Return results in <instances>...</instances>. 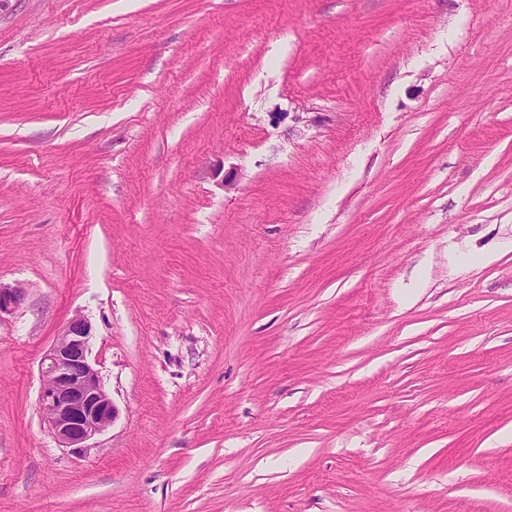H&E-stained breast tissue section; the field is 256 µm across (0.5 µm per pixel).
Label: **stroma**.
Segmentation results:
<instances>
[{"label":"stroma","instance_id":"stroma-1","mask_svg":"<svg viewBox=\"0 0 512 512\" xmlns=\"http://www.w3.org/2000/svg\"><path fill=\"white\" fill-rule=\"evenodd\" d=\"M0 283V512H512V0H0ZM91 324L71 318L41 359L40 404L50 432L63 448L85 453L118 410L90 360Z\"/></svg>","mask_w":512,"mask_h":512}]
</instances>
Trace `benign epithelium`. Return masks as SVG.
<instances>
[{
    "instance_id": "benign-epithelium-1",
    "label": "benign epithelium",
    "mask_w": 512,
    "mask_h": 512,
    "mask_svg": "<svg viewBox=\"0 0 512 512\" xmlns=\"http://www.w3.org/2000/svg\"><path fill=\"white\" fill-rule=\"evenodd\" d=\"M23 299L21 288L0 284V315L12 312ZM90 338L91 324L82 316L71 318L40 365L45 423L61 447L79 454L118 415L90 360Z\"/></svg>"
}]
</instances>
